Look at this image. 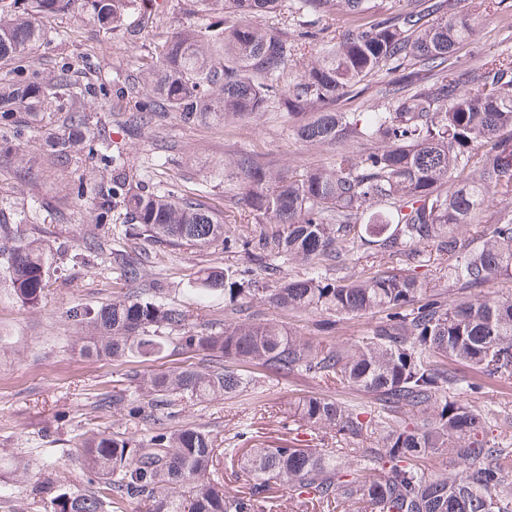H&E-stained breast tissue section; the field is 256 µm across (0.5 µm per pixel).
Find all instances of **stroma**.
I'll return each instance as SVG.
<instances>
[{
	"label": "stroma",
	"instance_id": "obj_1",
	"mask_svg": "<svg viewBox=\"0 0 512 512\" xmlns=\"http://www.w3.org/2000/svg\"><path fill=\"white\" fill-rule=\"evenodd\" d=\"M156 14H132L129 24L136 37L122 32L104 34L88 20L67 14L47 22V45L36 62L43 76H53L69 66L73 89L104 88V95L87 98L98 118L100 136L87 145L78 169L58 167L48 155L44 139L64 134L63 115L46 116L41 123L18 128L0 125V140L19 145L32 160L28 170H18L13 155L0 154V207L10 210L19 233L41 239L52 253L50 286L35 307L22 305L13 295L7 265L0 259V512H44L52 486L91 490L89 475L81 465L79 443L83 434L105 429L142 437L145 427L110 404L112 389L125 366L81 355L76 343L83 329L72 310L108 303L120 291H135L153 284L156 298L178 306L191 325L224 318L222 294H201L197 282L208 270H242L249 262L240 240L257 230L249 211L238 204L234 181L224 177V157L253 153L273 161L289 175L334 164L340 146L301 141L298 122L278 100H270L263 115L236 124L206 122L187 125L175 113L140 129L127 125L130 115L149 104L152 93L141 84L130 92L133 78H141L155 63L162 45L188 22L205 18L190 12L189 0H158ZM489 0H458V13L475 22L470 42L455 57L470 68L487 57L512 54V0L498 10ZM262 26L288 36L300 29L316 32L317 39L300 49L277 83L288 90L299 79L312 56L335 42L338 33L357 26L347 15L332 19L304 16L298 0H283L279 11L261 18ZM120 153L122 176L138 186L162 187L184 198H203L220 213L234 239L233 247L217 243L206 247L175 246L161 238L131 235V217L122 203L112 205L106 223L98 224L88 202L77 200L79 182L105 191L112 185L102 153ZM103 241L102 251L89 253L92 239ZM126 248L143 262L140 280L127 283L112 266V251ZM478 385L465 394L474 408L512 410V380L470 374ZM312 394H335L347 401L369 403L370 397L351 390H336L319 380L298 377L275 382L256 379L247 391L204 403L182 402L171 419L174 428L201 427L210 431L216 448L224 488L234 494L247 481L224 451L255 445L276 446L293 438L286 411L294 399ZM29 465L28 479L15 467ZM42 495H34V485Z\"/></svg>",
	"mask_w": 512,
	"mask_h": 512
}]
</instances>
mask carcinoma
Returning <instances> with one entry per match:
<instances>
[{
  "mask_svg": "<svg viewBox=\"0 0 512 512\" xmlns=\"http://www.w3.org/2000/svg\"><path fill=\"white\" fill-rule=\"evenodd\" d=\"M201 13L229 14L234 22L190 24L165 44L148 73L155 99L149 122L175 112L185 124L242 121L279 99L300 119L305 142L345 148L330 168L290 176L257 155L224 158V174L243 180L242 205L261 225L239 247L263 278L207 271L199 289L224 292V322L188 327L179 307L144 293H121L95 310L75 313L89 335L82 355L125 363L148 360L172 344L200 362L160 372L131 371L112 392V407L146 426L140 439L106 430L83 435L79 455L97 487L60 488L50 512H112L125 503L148 512H262L273 483L313 512H512V416L499 420L463 402L475 390L462 370L512 379V289L493 296L483 288L512 279V56H492L464 69L455 50L474 24L450 12L449 0H423L384 12L375 0H300L306 14H368L372 20L342 32L281 92L274 77L297 44L255 20L277 12L282 0H191ZM139 0H0V123L19 125L44 112L66 113L68 133L51 134L50 155L63 167L77 162L94 133L83 98L64 94L67 69L45 81L30 58L46 42L42 19L83 13L110 34L126 30ZM387 71L389 107L341 112L338 104L370 76ZM377 141L354 154L346 147ZM503 209L489 214L486 199ZM119 196L136 229L173 245L230 241L223 220L201 199L169 190H137L121 176L112 194L97 197L105 221ZM0 207V255L10 288L35 307L48 287L42 242L23 240ZM274 228L269 229L267 225ZM427 243L448 256V286L439 291L421 268ZM368 252L377 262L345 279V261ZM290 261L307 272L280 277ZM274 287H267V282ZM261 297L288 312L360 317L375 323L353 343L339 346L298 335L251 310ZM183 335L173 336L171 332ZM256 366L275 380L307 376L374 398L371 406L332 395L288 404V417L314 435L334 433L337 448L254 446L226 448L250 478L230 495L214 467L209 432L168 426L176 401L206 402L246 391L252 380L238 368ZM446 458L431 474L425 461Z\"/></svg>",
  "mask_w": 512,
  "mask_h": 512,
  "instance_id": "obj_1",
  "label": "carcinoma"
}]
</instances>
